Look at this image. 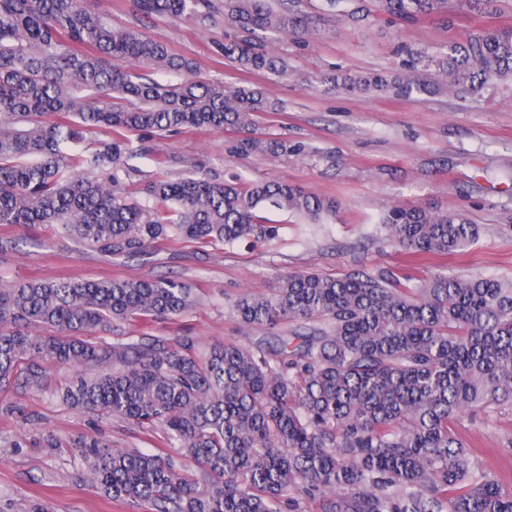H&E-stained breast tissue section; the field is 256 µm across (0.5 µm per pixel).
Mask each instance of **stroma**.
Returning <instances> with one entry per match:
<instances>
[{
    "mask_svg": "<svg viewBox=\"0 0 512 512\" xmlns=\"http://www.w3.org/2000/svg\"><path fill=\"white\" fill-rule=\"evenodd\" d=\"M87 2L108 13L113 24L139 26L190 59L197 77L261 90L277 109L255 114L257 136L305 147L301 154L254 151L241 156L235 151L240 132L225 128L153 138L129 158L122 175L132 195L142 196L150 181L192 172L244 184H297L336 199V215L312 224L270 210L267 218L281 227L274 240L231 246L164 242L145 261L78 249L47 224H0V237L15 244L0 254V283L176 276L193 290L195 304L189 311L156 322L132 321L118 332L102 333V340L189 334L206 344L231 340L252 347L287 335L289 327L241 326L230 302L247 290L269 291L291 272L341 278L358 269L389 270L413 286L440 270L512 279V79L491 81L481 95L460 98L444 88L436 66L408 65L399 52L406 45L433 55L471 32L512 28V0H498L490 14L455 9L412 22L380 13L376 0H345L342 12L306 41L275 34L257 38L260 49L287 61L283 77L245 72L225 59L224 40L237 36L236 28H202L170 16L147 20L137 13L134 0ZM376 73L426 84L430 90L346 92L328 81L332 75ZM395 206L464 210L477 224L479 239L463 253L413 257L386 236L382 221ZM73 377L72 370L57 368L52 389L10 392L16 412L0 416V512H27L35 502L46 504L49 512H132L85 480L73 441L95 434L123 448L165 451L161 431L142 432L62 403L55 390ZM36 430L55 434L60 447L31 442L15 447L21 432ZM457 431L471 454L512 489V408L467 413Z\"/></svg>",
    "mask_w": 512,
    "mask_h": 512,
    "instance_id": "1",
    "label": "stroma"
}]
</instances>
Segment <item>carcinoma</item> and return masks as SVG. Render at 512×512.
I'll return each mask as SVG.
<instances>
[{
  "label": "carcinoma",
  "mask_w": 512,
  "mask_h": 512,
  "mask_svg": "<svg viewBox=\"0 0 512 512\" xmlns=\"http://www.w3.org/2000/svg\"><path fill=\"white\" fill-rule=\"evenodd\" d=\"M449 0H379L402 21L448 12ZM147 19L230 24L248 34L224 57L250 71L288 73L252 37L305 39L318 19L295 0H136ZM448 89L477 95L512 78V30L488 29L433 56ZM149 70L192 63L132 26H114L83 0H0V224H54L106 256H141L163 241L233 245L271 240L260 212L317 223L336 201L284 182L250 185L186 175L146 185L145 202L118 171L129 133L163 137L201 127L246 134L237 149L303 151L250 136L253 115L276 110L255 88L221 81L159 82ZM348 92L387 88L376 76H332ZM113 132L87 153L83 131ZM384 227L416 255L459 252L478 239L460 209L394 208ZM194 305L176 278L44 279L0 284V392L49 389L52 367L84 369L57 390L63 402L162 430L176 455L116 448L87 434V479L105 496L150 512H512V491L472 457L457 426L477 408L512 404V280L439 273L410 287L393 273L344 278L294 272L271 293L241 294L237 320L308 327L275 345H203L93 335L134 318L162 320ZM193 463L191 471L184 461Z\"/></svg>",
  "instance_id": "cac0c4a2"
}]
</instances>
